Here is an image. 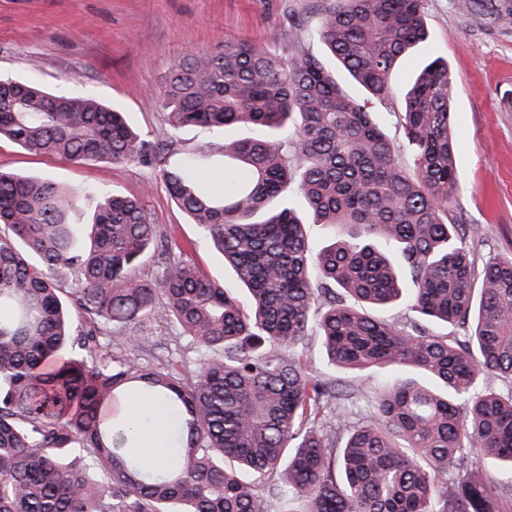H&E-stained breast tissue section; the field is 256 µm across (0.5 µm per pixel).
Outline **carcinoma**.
<instances>
[{
    "label": "carcinoma",
    "mask_w": 512,
    "mask_h": 512,
    "mask_svg": "<svg viewBox=\"0 0 512 512\" xmlns=\"http://www.w3.org/2000/svg\"><path fill=\"white\" fill-rule=\"evenodd\" d=\"M317 36L367 92L323 63L227 40L173 61L169 126H246L224 140V189L196 154L158 147L86 92L0 79V139L72 162L154 165L178 207L224 255L236 287L184 259L159 281L136 269L169 240L141 202L0 170V512H507L512 496V256L476 261L474 229L448 221L460 176L448 64L405 92L393 73L427 40L422 0H316ZM398 100L395 143L375 119ZM412 160L406 170L401 155ZM326 231L310 247L300 209ZM74 272L75 287L58 274ZM398 307L383 321L363 307ZM90 327L73 334V315ZM172 319L198 358L155 364L132 330ZM370 375L366 392L312 375ZM486 375L500 388L480 384ZM175 427L160 469L129 454L133 425ZM497 460L495 480L474 469ZM304 361L308 370L314 375H319L323 378L341 377L349 383L359 387L363 386L365 389H368L371 385L363 382L360 373L344 372L329 365L325 358L321 341L317 336L308 337Z\"/></svg>",
    "instance_id": "1"
}]
</instances>
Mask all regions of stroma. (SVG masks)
Listing matches in <instances>:
<instances>
[{
  "label": "stroma",
  "instance_id": "35a3bbf8",
  "mask_svg": "<svg viewBox=\"0 0 512 512\" xmlns=\"http://www.w3.org/2000/svg\"><path fill=\"white\" fill-rule=\"evenodd\" d=\"M428 39L400 66L396 80L411 81L428 58L447 61L457 144L460 191L449 221L475 228L480 258L512 254V0H423ZM300 18L305 33L291 38L284 12ZM322 14L315 0H0V75L24 78L50 90H89L127 112L150 140L176 136L187 151L208 148L204 175L224 187V158L212 143L250 136L247 127L187 126L170 131L160 87L174 59L216 50L225 40L262 42L289 54L319 57L350 95L362 90L314 38ZM0 169L66 188L103 187L141 198L151 223L164 227L181 256L219 282H231L222 256L178 209L158 171L143 162L73 163L34 155L0 140ZM141 336L159 358L184 351L175 324L142 318Z\"/></svg>",
  "mask_w": 512,
  "mask_h": 512
}]
</instances>
